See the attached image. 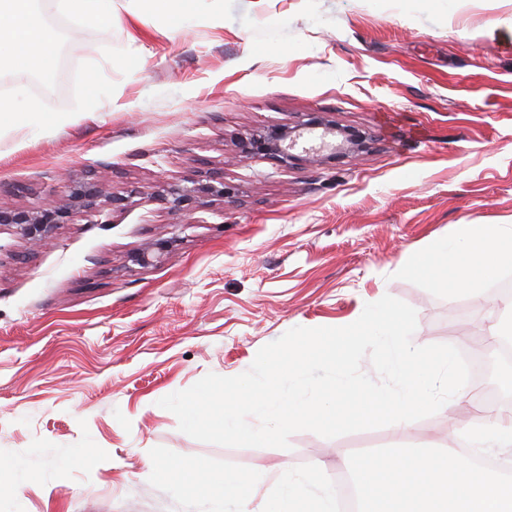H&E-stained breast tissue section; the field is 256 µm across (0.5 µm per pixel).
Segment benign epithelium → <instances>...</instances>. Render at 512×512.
I'll return each mask as SVG.
<instances>
[{"label": "benign epithelium", "mask_w": 512, "mask_h": 512, "mask_svg": "<svg viewBox=\"0 0 512 512\" xmlns=\"http://www.w3.org/2000/svg\"><path fill=\"white\" fill-rule=\"evenodd\" d=\"M366 148V140L355 137L345 131L339 133L336 126L327 124L310 113V117L293 128L273 126L257 130L248 137H240L237 154L242 160L255 154L272 158L286 166L293 160L319 162L333 159L346 152L359 153ZM300 153H295V150ZM107 176L94 173L88 178L74 183H64L62 198L50 199L41 206L32 209H18L0 206V227L10 226L23 240L35 245H45L55 236L58 225L73 213H81L89 218L96 215L103 206L125 209L131 204L136 191L127 194H115L107 189ZM151 197L164 209L171 212L187 210V206L196 204L207 207L216 201H224L230 192L224 185V173L201 171L190 184L159 183L152 187ZM165 246L157 249L150 247L136 253L131 261L138 265H150L157 261Z\"/></svg>", "instance_id": "obj_1"}]
</instances>
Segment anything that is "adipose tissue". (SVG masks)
<instances>
[{"instance_id":"1","label":"adipose tissue","mask_w":512,"mask_h":512,"mask_svg":"<svg viewBox=\"0 0 512 512\" xmlns=\"http://www.w3.org/2000/svg\"><path fill=\"white\" fill-rule=\"evenodd\" d=\"M34 0H0V56H7L13 72L29 73L51 62L54 34L33 22ZM438 261L408 257V265L435 272L449 293L472 290L505 267H512V226L463 224L457 237L438 248Z\"/></svg>"}]
</instances>
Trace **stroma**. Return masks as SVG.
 Wrapping results in <instances>:
<instances>
[{"label": "stroma", "mask_w": 512, "mask_h": 512, "mask_svg": "<svg viewBox=\"0 0 512 512\" xmlns=\"http://www.w3.org/2000/svg\"><path fill=\"white\" fill-rule=\"evenodd\" d=\"M36 14L64 61L29 93L38 115L0 117V205L34 206L106 165L113 190L138 195L91 223L70 216L47 246L0 228V460L23 464L0 512H237L212 484L227 469L252 480L257 507L280 467L322 468L332 485L343 450L447 444V407L280 449L197 441L158 402L387 294L416 310L413 342L447 343L459 303L485 338L512 268L452 296L405 260L463 224L512 225V0H112L107 25L36 0ZM311 112L364 133L366 151L239 161L240 136ZM204 164L232 202L150 201L156 181L186 184ZM158 239L172 242L161 260L131 262ZM168 461L181 480L158 475Z\"/></svg>", "instance_id": "1"}]
</instances>
